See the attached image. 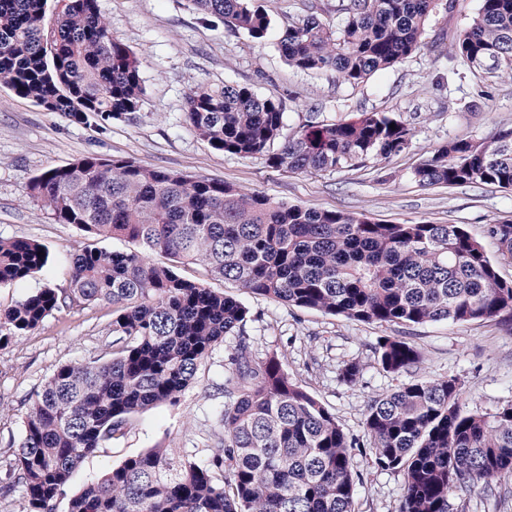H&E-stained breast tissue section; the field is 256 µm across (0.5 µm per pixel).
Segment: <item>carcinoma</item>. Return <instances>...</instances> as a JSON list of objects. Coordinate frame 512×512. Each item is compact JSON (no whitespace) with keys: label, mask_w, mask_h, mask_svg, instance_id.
<instances>
[{"label":"carcinoma","mask_w":512,"mask_h":512,"mask_svg":"<svg viewBox=\"0 0 512 512\" xmlns=\"http://www.w3.org/2000/svg\"><path fill=\"white\" fill-rule=\"evenodd\" d=\"M0 0V78L20 97L79 124L136 118L141 62L114 38L97 0ZM233 32L264 38L270 21L249 0H190ZM441 0H342V24L310 14L287 23L279 45L304 73H336L357 86L423 46ZM451 59L512 78V0H481ZM285 103L250 87L197 86L186 118L213 149L260 156L291 171L339 172L407 149L413 130L387 112L305 124L286 136ZM395 128H390V125ZM280 148H274L275 143ZM419 185L489 184L512 190V128L491 140L450 139L414 168ZM30 194L62 224L129 251L75 250L69 288L44 287L0 311V345L46 317L82 304L112 305V357L57 367L33 399L11 465L9 496L25 512H57L83 459L122 438L132 418L174 404L214 347L235 337L224 375L223 436L200 461L157 446L126 458L68 501L67 512H356L362 476L352 452L404 476L399 512H448L449 498L512 475V403L467 411L455 377L411 378L368 401L362 435L347 434L316 397L288 377L276 352L252 356L248 309L233 295L176 272L199 265L210 280L298 308L365 324L477 322L512 325V283L459 224H386L314 210L258 191L125 158L95 154L35 176ZM512 255V222L488 226ZM49 250L0 239V284L41 271ZM376 363L408 374L421 351L381 336Z\"/></svg>","instance_id":"carcinoma-1"}]
</instances>
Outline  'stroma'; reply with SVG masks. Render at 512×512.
I'll return each mask as SVG.
<instances>
[{
  "instance_id": "35a3bbf8",
  "label": "stroma",
  "mask_w": 512,
  "mask_h": 512,
  "mask_svg": "<svg viewBox=\"0 0 512 512\" xmlns=\"http://www.w3.org/2000/svg\"><path fill=\"white\" fill-rule=\"evenodd\" d=\"M338 0H255L270 19L263 41L225 30L218 19L189 0H98L112 34L140 60L145 94L136 119L113 120L105 130L74 124L17 96L0 79V238L38 240L50 251L47 267L29 279L0 285V309L38 289L69 286L71 251L86 245L123 251L122 239H102L59 223L28 190L43 170L95 153L127 158L148 168L221 180L249 191L316 210L364 213L383 223L460 224L485 247L500 276L512 282V258L486 233L494 221L512 219V190L494 185L420 186L413 168L427 151L454 138L491 139L512 127V80L450 67L458 36L477 15L481 0H448L431 17L423 49L358 86L333 73L308 75L289 66L278 34L291 19L310 13L339 22ZM243 84L286 104L285 134L308 122H333L364 112H391L414 131L409 148L381 162L341 172H292L258 157L229 155L200 140L185 119L186 92L198 85ZM248 309L244 331L256 356L274 351L289 377L320 399L346 433H362L369 399L389 393L401 377L380 371L373 346L378 337L401 336L423 355L416 377L458 378L466 409L490 412L512 402V328L497 320L414 326L368 325L342 316L302 310L239 293ZM112 308L83 305L54 313L25 335L0 346V485L4 484L31 400L60 365L109 358ZM228 344H220L199 367L177 404L139 416L125 436L86 457L68 488L76 493L127 457L155 446L203 458L224 403ZM362 372L356 383L341 380L350 361ZM369 449L354 457L363 475L358 512H398L402 474L371 468ZM449 512H512V477L455 495Z\"/></svg>"
}]
</instances>
